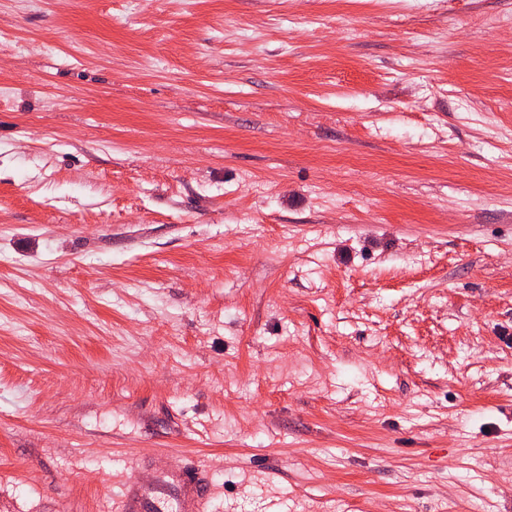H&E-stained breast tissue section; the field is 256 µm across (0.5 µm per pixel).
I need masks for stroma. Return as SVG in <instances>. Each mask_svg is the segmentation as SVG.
I'll list each match as a JSON object with an SVG mask.
<instances>
[{"mask_svg":"<svg viewBox=\"0 0 512 512\" xmlns=\"http://www.w3.org/2000/svg\"><path fill=\"white\" fill-rule=\"evenodd\" d=\"M192 463L512 512V0H0V512Z\"/></svg>","mask_w":512,"mask_h":512,"instance_id":"stroma-1","label":"stroma"}]
</instances>
